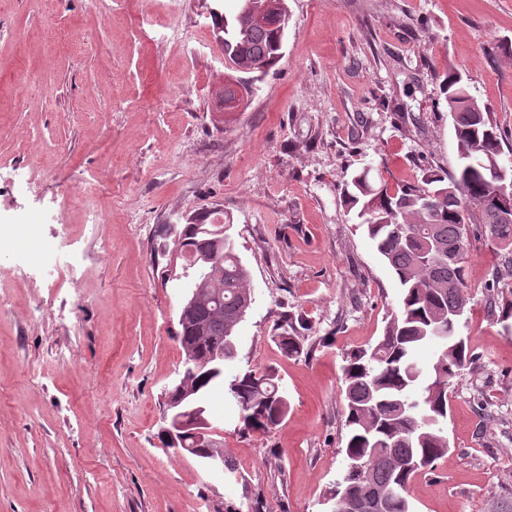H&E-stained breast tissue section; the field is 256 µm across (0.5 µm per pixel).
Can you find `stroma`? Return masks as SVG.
I'll use <instances>...</instances> for the list:
<instances>
[{"label": "stroma", "mask_w": 512, "mask_h": 512, "mask_svg": "<svg viewBox=\"0 0 512 512\" xmlns=\"http://www.w3.org/2000/svg\"><path fill=\"white\" fill-rule=\"evenodd\" d=\"M0 0V512H324L346 467L345 353L382 336L400 290L344 204L364 167L390 187L455 163L440 82L459 70L512 162V0H287L284 56L248 106L224 85L210 9L180 0ZM92 188L81 206L67 192ZM19 212L45 215L76 273L49 278ZM231 224L254 303L241 368L276 372L284 422L244 433L208 403L239 481L164 447L183 281L165 280L159 230L197 213ZM460 334L475 364L448 389L450 449L410 486L414 512H490L512 492V331L487 285L512 261L473 241ZM305 319L310 356L272 341ZM245 92L236 80L229 79L219 93V104L224 112H239L245 104Z\"/></svg>", "instance_id": "1"}]
</instances>
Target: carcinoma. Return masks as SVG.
<instances>
[{
    "mask_svg": "<svg viewBox=\"0 0 512 512\" xmlns=\"http://www.w3.org/2000/svg\"><path fill=\"white\" fill-rule=\"evenodd\" d=\"M224 11V56L239 66L235 78L253 89L281 60V26L273 20L250 24L240 15L244 2ZM456 140L451 171L430 170L423 185L393 191L365 168L345 189L359 226L396 277L400 295L383 336L345 357L342 394L346 429V469L325 496L336 512H413L409 488L414 477L432 470L448 454V388L477 357L462 336H434L432 329L448 311L469 302L466 263L471 236L512 248V165L500 163L503 136L490 110L470 95L459 73L442 81ZM477 156L497 162L502 173L491 176L471 168ZM210 216L199 214L185 224L184 254L211 249ZM461 244L458 263L448 266V246ZM217 275L202 284L213 295L187 317L180 346L199 358L219 343L230 323L239 324L253 303L249 272L235 243L224 237ZM211 325V335L198 336L196 324ZM273 339L292 357L304 350L308 326L290 316L276 324ZM431 347L434 357L423 367L417 354ZM237 356L224 347V370H196L192 387L202 401L221 394L236 406L242 431L268 432L288 415L286 391L273 371L237 367Z\"/></svg>",
    "mask_w": 512,
    "mask_h": 512,
    "instance_id": "cac0c4a2",
    "label": "carcinoma"
}]
</instances>
